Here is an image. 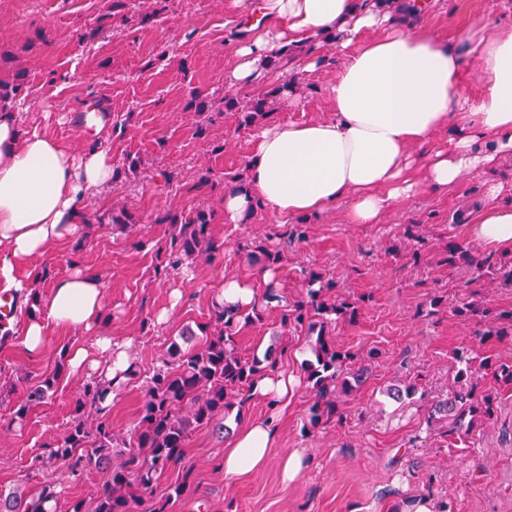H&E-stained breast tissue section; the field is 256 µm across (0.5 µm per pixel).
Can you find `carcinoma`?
<instances>
[{
	"label": "carcinoma",
	"instance_id": "carcinoma-1",
	"mask_svg": "<svg viewBox=\"0 0 512 512\" xmlns=\"http://www.w3.org/2000/svg\"><path fill=\"white\" fill-rule=\"evenodd\" d=\"M268 113L266 98H254L241 107L242 124L251 125ZM170 267L188 265L221 248L210 233L211 214L203 209L190 215H172ZM305 236L296 224L280 235L281 248L269 249L258 245L247 252L249 264L260 269L277 270L284 261L288 245ZM440 262L467 272L469 283L485 277L500 288H512V256L479 258L474 250L450 241ZM336 287L331 279L311 271L307 276V299L281 313V325H307L316 333L312 345L313 359L306 362V382L310 385L312 403L308 408V429H316L344 415L340 396L347 395L366 380L369 362L379 357V350L369 349L363 359L357 354L336 347L329 336L328 326L338 320L354 322L358 318L357 302L347 297L331 299L328 293ZM263 304L245 312L239 308L215 304L211 321L199 326L203 336L192 328L183 329L182 343L172 342L169 358L152 371L141 415L134 436L118 440L112 433V423L105 405L110 386L99 377L88 384L75 401L76 412L90 404L96 409V422L89 424L82 417L72 421L55 446L44 448L33 458L43 467L63 461L71 474L87 469L106 468L110 480L99 492L93 506L78 500L69 512H133L152 493L153 484L165 471L177 467L185 457L192 432L202 426H212L222 433L226 414L243 407L250 398L254 381L274 370L278 361V346L273 343L263 356L245 357L236 348L235 334L239 320L260 322L268 309L281 307V294L275 282H269L262 295ZM452 312L462 321L478 326V348L463 347L453 352L452 381L448 390L429 404L428 420L448 423L446 433L458 443L491 423L497 414L498 400L492 393L478 391L477 374L489 371L503 387L512 389V360L505 361L494 353L496 343L512 337V308H493L476 291L460 294ZM202 339L195 348L194 342ZM66 368L65 354H60L56 370L28 386L25 398L14 411L12 422H26L33 409L51 399L59 378ZM418 387L414 383L392 385L385 395L400 404H417ZM60 483L49 481L35 495L21 488L0 491V512H51L48 505L58 499Z\"/></svg>",
	"mask_w": 512,
	"mask_h": 512
}]
</instances>
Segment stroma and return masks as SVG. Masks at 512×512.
Here are the masks:
<instances>
[{"instance_id": "obj_1", "label": "stroma", "mask_w": 512, "mask_h": 512, "mask_svg": "<svg viewBox=\"0 0 512 512\" xmlns=\"http://www.w3.org/2000/svg\"><path fill=\"white\" fill-rule=\"evenodd\" d=\"M244 9L240 0H0V93L15 105L20 127L71 143L106 134L120 172L111 186L84 198L89 222L78 240L51 247L30 264L41 273L44 296L74 265L101 275L104 331L124 346L132 366L110 411L112 431L121 438L137 425L145 380L167 358L181 327L208 323L225 276L250 281L257 275L246 251L259 244L276 248L278 231L294 223L266 207L247 222L224 221V175L244 169L256 129L242 126L238 110L224 108L222 99L229 94L242 102L266 91L262 84L224 81L234 48L248 35ZM487 20L511 21L512 0H435L422 26L449 38L461 26ZM336 63L330 55L306 73L293 58L288 71L298 75L299 88L277 96L268 121L327 116ZM102 105L109 115L103 125L79 123V111ZM205 170L213 182L201 188L198 175ZM169 174L174 180L168 184ZM496 183L503 186L499 202H511L512 158L442 191L419 184L377 224L344 223L339 208L304 218L306 238L289 249L278 270L283 304L305 298L308 271L334 279V295L355 299L359 317L332 324L333 341L355 353L376 346L382 355L367 383L343 397V421L311 432L304 366L313 335L292 327L274 339L276 309L263 321L241 325L239 351L261 354L280 341L276 369L297 381L278 438L263 470L228 478L220 462L231 437L196 429L183 462L193 491L174 500L171 512H399L423 498L434 505L452 501L454 512H512V390L479 373L480 390L497 394L499 409L468 445H451L442 423L428 421L429 400L448 387L453 350L477 342L474 325L455 317L450 306L430 310L433 296L453 298L467 278L439 258L448 240L471 242L469 221ZM200 208L212 212L211 233L223 250L190 268L166 269V215ZM122 209L136 217L134 226L113 224ZM410 224L411 239L405 235ZM12 318L13 337L0 345V488L21 483L34 493L59 477L56 512H67L74 500L93 503L108 473L68 477L63 462L36 470L30 461L72 423L76 398L98 374L97 338L53 331L33 354L24 344L27 313L18 307ZM77 346L87 351L82 370L65 369L53 398L32 410L24 425L13 424L31 379L53 373L61 351ZM404 381L416 383L422 402L401 408L385 397L388 386ZM294 451L306 467L287 483L282 462Z\"/></svg>"}]
</instances>
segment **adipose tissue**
<instances>
[{"mask_svg":"<svg viewBox=\"0 0 512 512\" xmlns=\"http://www.w3.org/2000/svg\"><path fill=\"white\" fill-rule=\"evenodd\" d=\"M261 0L263 23L234 50L229 84L272 81L268 59L302 52L320 59L326 36L342 59L329 90L328 116L259 127L241 182L224 188V220L235 224L257 207L289 216L320 214L344 205L348 224H376L409 199L413 171L423 164L427 184L445 190L466 175L496 169L512 156V24L486 22L461 29L454 42L428 34L420 19L428 0ZM485 77L478 95L464 87L469 60ZM449 131L445 147L436 136ZM109 147L79 151L38 131L21 132L11 103L0 105V284L29 293L15 266L75 234L86 216L82 199L111 185ZM484 248L512 247V205L489 202L470 225ZM105 310L100 277L75 268L58 278L46 310L24 329L29 351L40 350L49 329L98 333ZM296 387L278 372L258 380L251 394L273 414L251 422L225 449V476L263 469L277 437L276 409Z\"/></svg>","mask_w":512,"mask_h":512,"instance_id":"obj_1","label":"adipose tissue"}]
</instances>
